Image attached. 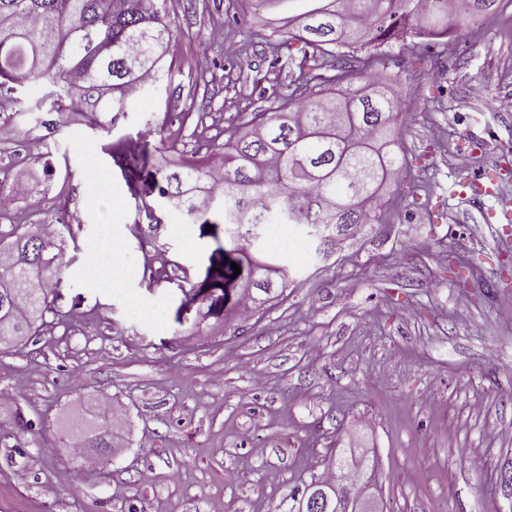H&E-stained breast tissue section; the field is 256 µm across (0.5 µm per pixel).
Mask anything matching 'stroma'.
<instances>
[{
	"instance_id": "1",
	"label": "stroma",
	"mask_w": 512,
	"mask_h": 512,
	"mask_svg": "<svg viewBox=\"0 0 512 512\" xmlns=\"http://www.w3.org/2000/svg\"><path fill=\"white\" fill-rule=\"evenodd\" d=\"M172 76L128 112L36 106L0 89V191L28 224L70 225L76 247L42 336L0 342V512H288L332 451L375 449L383 512L512 507V287L487 291L512 226L450 199L478 171H512V0L440 39L375 47L398 77L408 160L369 204L373 223L327 253L285 256L272 306L192 334L179 282L203 276L207 224L143 196L113 144L158 145L160 165L204 159L264 112L295 71L262 0H179ZM68 160L47 180L44 160ZM110 224L122 283L100 288L80 245ZM463 257L466 287L448 271ZM112 422L94 475L73 446ZM485 461L474 468L472 457Z\"/></svg>"
}]
</instances>
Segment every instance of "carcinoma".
I'll return each mask as SVG.
<instances>
[{
    "mask_svg": "<svg viewBox=\"0 0 512 512\" xmlns=\"http://www.w3.org/2000/svg\"><path fill=\"white\" fill-rule=\"evenodd\" d=\"M288 15L292 27L278 51L301 54L298 74L277 106L251 123L225 131L223 166L188 161L162 169L158 149H145L130 164L144 176L147 195H157L191 218L222 211L224 248L191 285L181 308L206 306L217 321L248 298L250 309L278 297L272 276L286 269L273 258H245L250 230L268 224H312L313 238L328 246L336 236L367 223L368 203L384 173L407 167L400 147L394 86L370 94L356 86L377 59L355 58L346 49L398 37L448 34L453 0H267ZM174 0H0V86L41 83L44 99L57 104L91 102L98 112H125L131 89L157 83L165 69ZM112 51H102L104 43ZM299 44L301 48L293 49ZM336 59L332 65L327 60ZM335 75H330V72ZM62 224L46 236L38 224H13L0 233V341L40 335L50 297L69 267ZM240 269L234 274L231 263ZM93 458L112 447L106 430L81 444Z\"/></svg>",
    "mask_w": 512,
    "mask_h": 512,
    "instance_id": "1",
    "label": "carcinoma"
}]
</instances>
